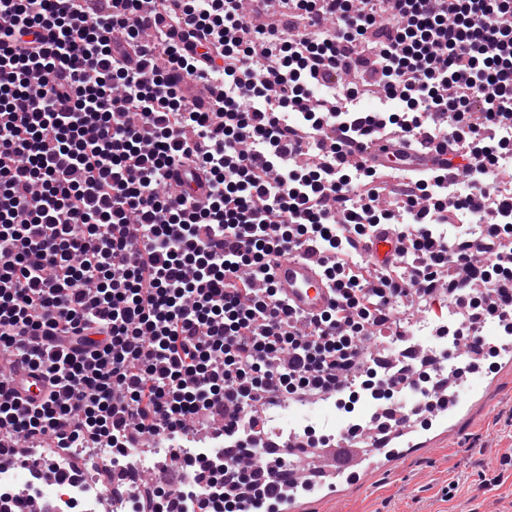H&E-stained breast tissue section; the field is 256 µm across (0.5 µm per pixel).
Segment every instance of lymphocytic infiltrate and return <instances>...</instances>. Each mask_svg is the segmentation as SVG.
<instances>
[{"label":"lymphocytic infiltrate","instance_id":"1","mask_svg":"<svg viewBox=\"0 0 512 512\" xmlns=\"http://www.w3.org/2000/svg\"><path fill=\"white\" fill-rule=\"evenodd\" d=\"M144 2L0 0V352L51 388L32 404L0 380V470L38 467L21 443L122 455L218 419L223 466L172 465L146 512H181L199 481L198 512H258L283 482L244 468L235 434L262 432L269 396L350 391L399 303L444 289L463 347L491 315L512 335V252L485 263L434 231L481 212V239H512V194L488 182L512 127V0H283L287 40L255 24L267 0ZM361 69L420 111H352L343 84ZM331 82L343 91L326 109L312 90ZM418 134L452 139L479 181L449 203L434 188L452 169H409L399 209L379 206L356 152ZM178 165L205 179V202L168 187ZM403 209L407 256L360 279L343 256ZM310 250L338 304L305 323L273 270Z\"/></svg>","mask_w":512,"mask_h":512}]
</instances>
